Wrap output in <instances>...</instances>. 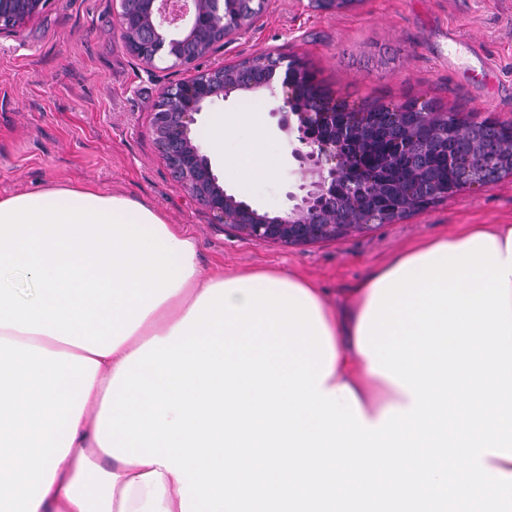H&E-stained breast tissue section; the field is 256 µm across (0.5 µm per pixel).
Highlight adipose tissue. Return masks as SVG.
Instances as JSON below:
<instances>
[{"label":"adipose tissue","mask_w":512,"mask_h":512,"mask_svg":"<svg viewBox=\"0 0 512 512\" xmlns=\"http://www.w3.org/2000/svg\"><path fill=\"white\" fill-rule=\"evenodd\" d=\"M272 177L260 136L225 156ZM34 284L18 296L8 277ZM512 498V224L342 308L92 185L0 198V512H491Z\"/></svg>","instance_id":"ef3b65f1"}]
</instances>
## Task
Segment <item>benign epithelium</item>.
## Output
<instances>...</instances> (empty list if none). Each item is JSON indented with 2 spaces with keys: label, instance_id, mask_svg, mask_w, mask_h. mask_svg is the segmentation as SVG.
<instances>
[{
  "label": "benign epithelium",
  "instance_id": "1",
  "mask_svg": "<svg viewBox=\"0 0 512 512\" xmlns=\"http://www.w3.org/2000/svg\"><path fill=\"white\" fill-rule=\"evenodd\" d=\"M49 0H0V35L16 33L35 17ZM267 0H119L117 30L126 47L146 66L159 62L189 66L219 43L233 38L263 12ZM311 74L297 59L272 51L256 54L233 64L199 70L191 78L164 88L153 104L151 131L162 159L175 175L178 186L202 203L220 224H230L243 235L273 242L308 243L334 238L367 228L354 223L336 205L341 195L364 193L373 181L361 178L356 187L353 166L357 146L376 134L374 114L346 109L335 112L336 99L312 98ZM234 92L269 93V114L279 117L280 129L291 132L296 117L298 142L292 156L300 163L306 190L300 202L283 214L271 216L230 194L219 183L212 163L191 137V126L206 106L225 100ZM432 113L428 105L414 103L395 112H382L384 128L407 123L424 126ZM466 123L485 132L476 150L484 172L467 187L484 189L496 183L492 170L501 144L488 118L478 113ZM396 149L410 166L424 170L437 145L423 139L396 140Z\"/></svg>",
  "mask_w": 512,
  "mask_h": 512
}]
</instances>
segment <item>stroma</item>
I'll list each match as a JSON object with an SVG mask.
<instances>
[{
    "mask_svg": "<svg viewBox=\"0 0 512 512\" xmlns=\"http://www.w3.org/2000/svg\"><path fill=\"white\" fill-rule=\"evenodd\" d=\"M117 0H50L15 36H0V198L54 184H92L145 202L196 242L203 266L231 274L282 269L341 303L369 271L422 239L463 224H512V176L463 188L396 224H376L305 244L252 239L180 190L150 130L152 104L195 67L150 70L116 30ZM275 50L305 63L327 93L362 106L426 101L468 117L512 124V0H358L321 8L269 0L265 14L215 45L205 63L231 64ZM263 117L264 148L277 174L228 193L273 215L289 210L303 182L289 136L265 95L234 93L209 105L192 128L216 173L202 131L227 112Z\"/></svg>",
    "mask_w": 512,
    "mask_h": 512,
    "instance_id": "1",
    "label": "stroma"
}]
</instances>
